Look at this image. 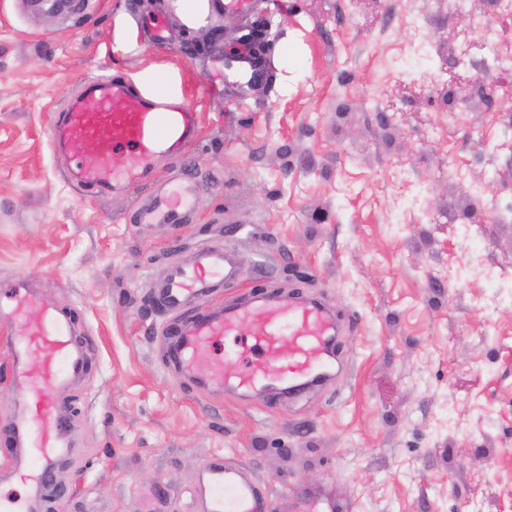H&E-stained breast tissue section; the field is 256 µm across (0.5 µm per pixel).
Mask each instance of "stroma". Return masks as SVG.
Returning <instances> with one entry per match:
<instances>
[{
	"label": "stroma",
	"mask_w": 512,
	"mask_h": 512,
	"mask_svg": "<svg viewBox=\"0 0 512 512\" xmlns=\"http://www.w3.org/2000/svg\"><path fill=\"white\" fill-rule=\"evenodd\" d=\"M128 2L74 18L0 0V282L33 286L90 339L84 372L51 390L69 427L52 512H199L216 454L269 487L273 512L303 491L334 512H512V223L489 206L512 197V159L479 139L512 74L488 87L455 71L458 35L490 0H275L195 28L173 0H141L176 33L164 46ZM246 34L271 81L242 96L209 58ZM149 68L177 71L200 115L196 141L156 169L194 177L185 224L130 223L147 189L89 195L49 139L87 77ZM219 240L242 261L224 300L266 285L336 310L332 380L270 404L170 362L150 284ZM8 334L0 428L24 403Z\"/></svg>",
	"instance_id": "obj_1"
}]
</instances>
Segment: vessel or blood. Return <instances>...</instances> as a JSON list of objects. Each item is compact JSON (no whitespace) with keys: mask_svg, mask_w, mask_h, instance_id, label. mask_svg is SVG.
I'll return each mask as SVG.
<instances>
[{"mask_svg":"<svg viewBox=\"0 0 512 512\" xmlns=\"http://www.w3.org/2000/svg\"><path fill=\"white\" fill-rule=\"evenodd\" d=\"M212 12L250 15L255 0H208ZM224 78L253 83L269 78V67L252 54L224 65ZM199 115L171 103L164 91L145 89L109 73L88 78L82 92L50 128L51 144L70 163L69 174L95 196L149 190L135 210L134 224H182L198 208L195 186L186 179L159 180L160 159L181 155L197 138ZM241 276L230 246L213 245L171 265L153 286L166 322L162 333L173 346L181 371L214 380L239 394L299 388L329 374L336 355L338 317L325 303L262 291L245 300L219 303L225 286ZM0 304V321L10 329L12 381L26 410L1 434L24 459L19 477L38 491L51 484L62 445V422L50 387L64 383L83 364L84 342L70 321L50 306L33 310L36 294L22 283L10 286ZM202 512H273L266 487L233 465L213 463L202 475Z\"/></svg>","mask_w":512,"mask_h":512,"instance_id":"obj_1","label":"vessel or blood"}]
</instances>
